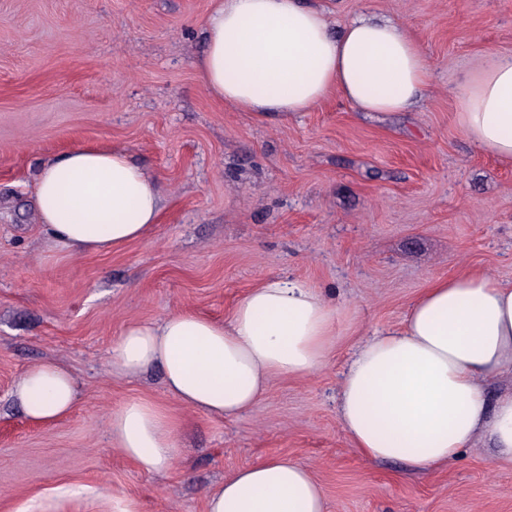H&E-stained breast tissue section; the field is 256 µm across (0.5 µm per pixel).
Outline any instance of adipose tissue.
<instances>
[{"instance_id": "adipose-tissue-1", "label": "adipose tissue", "mask_w": 512, "mask_h": 512, "mask_svg": "<svg viewBox=\"0 0 512 512\" xmlns=\"http://www.w3.org/2000/svg\"><path fill=\"white\" fill-rule=\"evenodd\" d=\"M196 66L218 101L282 122L338 93L362 112H407L424 98L431 67L419 43L389 20L357 16L338 31L313 0H214ZM455 120L467 140L512 164V54L491 52L470 70ZM41 224L81 253L123 248L158 223L157 181L127 152L75 146L35 183ZM336 335V308L314 285L270 277L240 298L227 321L189 311L125 326L109 350L111 373H163L168 393L219 419L253 411L276 378L321 372ZM512 375V286L490 271L437 278L400 326L372 335L344 374L338 414L367 460L400 459L415 472L455 460L489 435L512 463V393L489 399L483 381ZM26 417L49 424L78 399L70 370L28 368L14 387ZM116 448L147 474L176 457L174 425L157 405L126 401L111 413ZM207 512H327L312 472L285 457L254 463L207 495Z\"/></svg>"}]
</instances>
